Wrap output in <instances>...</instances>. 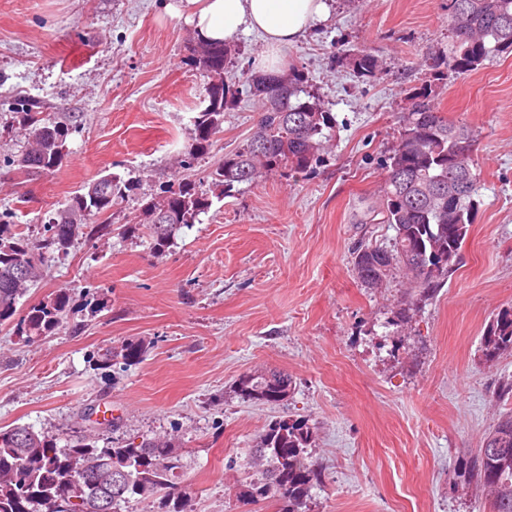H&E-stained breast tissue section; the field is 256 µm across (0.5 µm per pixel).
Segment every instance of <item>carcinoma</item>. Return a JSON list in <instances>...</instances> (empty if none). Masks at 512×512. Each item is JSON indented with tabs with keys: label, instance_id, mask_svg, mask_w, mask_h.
<instances>
[{
	"label": "carcinoma",
	"instance_id": "cac0c4a2",
	"mask_svg": "<svg viewBox=\"0 0 512 512\" xmlns=\"http://www.w3.org/2000/svg\"><path fill=\"white\" fill-rule=\"evenodd\" d=\"M451 42L448 54L432 58L430 70L456 73L477 70L490 59L512 52V0H448ZM233 49L224 42H205L192 50V60L207 77L208 101L194 120V138L187 154L194 156L223 131L224 111L236 99L235 83L224 79ZM360 77L380 74L379 60L369 51L353 55ZM262 97L264 112L254 133L210 173L214 184L231 187L253 181L259 170L305 174L320 161L324 130L333 117L307 93L303 73L292 68L281 75L245 76ZM307 99L301 100L300 94ZM19 124L32 148L7 160V172L23 179L55 171L62 163L70 128L66 115L21 105ZM477 138L468 125L438 112L428 91L410 96L396 145L385 160L381 223L395 231L389 248L360 242L353 249L358 280L367 288L382 284L395 271L410 276L414 301L433 298L458 263L469 224L471 203L478 192L472 154ZM100 190L78 192L48 224L49 244L65 249L83 233L87 221L106 223L112 206L131 191L133 182L116 173L97 179ZM210 198L181 180L167 188L159 201L141 205L135 224L150 230L156 250L177 231L208 212ZM422 264L433 269L414 274ZM41 276L39 259L22 234L0 222V324L17 315V304L28 284ZM69 294L59 292L19 316L17 335L33 343L63 325ZM512 350V310L498 315L484 337L485 362L493 363ZM147 352L141 341L129 342L115 353L136 364ZM292 378L278 369L241 376L235 393L248 401L279 404L288 399ZM312 432L302 420L281 419L268 425L260 442L240 467L247 471L243 494L280 504L278 512H301L312 490L319 487L322 467L308 452ZM485 454L475 452L460 473L465 485L486 493L489 512H512V412L504 414L484 438ZM172 437H144L118 447H98L94 435H82L64 445L27 426L0 429V512H67L74 499L85 501L112 487V512L125 504L158 494L171 500L169 512H190L188 495L179 489L182 455Z\"/></svg>",
	"mask_w": 512,
	"mask_h": 512
}]
</instances>
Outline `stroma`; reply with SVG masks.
I'll return each instance as SVG.
<instances>
[{
  "label": "stroma",
  "mask_w": 512,
  "mask_h": 512,
  "mask_svg": "<svg viewBox=\"0 0 512 512\" xmlns=\"http://www.w3.org/2000/svg\"><path fill=\"white\" fill-rule=\"evenodd\" d=\"M169 2L0 0V159L28 146L18 100L79 122L59 170L0 176V214L44 257L18 310L70 295L64 326L35 344L0 324V427L81 430L102 447L172 434L192 512H277L239 495L237 463L286 417L312 428L323 467L308 512H483L455 473L512 410L499 395L512 354L491 366L482 352L512 308V53L438 79L428 64L448 48V0H330L329 17L285 53L335 118L322 163L223 191L208 174L255 130L262 102L240 93L223 133L188 158L206 101L193 30ZM359 49L377 56V78L354 76ZM426 89L438 111L476 129L479 190L455 272L402 329L392 320L408 279L364 287L353 249L394 236L374 220L383 160L409 96ZM104 171L137 185L114 205L112 233L92 224L67 249L44 247L48 221ZM179 178L212 206L159 251L131 223ZM137 340L149 344L139 363L104 360ZM265 368L291 376L287 401L234 394L241 375Z\"/></svg>",
  "instance_id": "stroma-1"
}]
</instances>
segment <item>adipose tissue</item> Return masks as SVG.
<instances>
[{
  "instance_id": "1",
  "label": "adipose tissue",
  "mask_w": 512,
  "mask_h": 512,
  "mask_svg": "<svg viewBox=\"0 0 512 512\" xmlns=\"http://www.w3.org/2000/svg\"><path fill=\"white\" fill-rule=\"evenodd\" d=\"M170 10L207 40L229 43L240 31L256 32L264 51L253 64L260 72L274 73L285 50L304 39L315 19L326 13L327 0H176Z\"/></svg>"
}]
</instances>
